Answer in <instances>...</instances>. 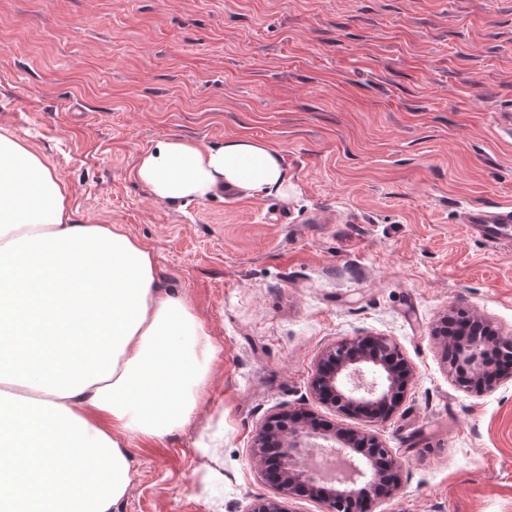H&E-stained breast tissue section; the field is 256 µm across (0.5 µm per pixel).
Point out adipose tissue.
Here are the masks:
<instances>
[{"label":"adipose tissue","instance_id":"adipose-tissue-1","mask_svg":"<svg viewBox=\"0 0 512 512\" xmlns=\"http://www.w3.org/2000/svg\"><path fill=\"white\" fill-rule=\"evenodd\" d=\"M136 174L161 201L288 190L280 152L247 136L159 141ZM214 355L152 251L79 220L67 184L0 126V436L40 451L38 487L0 483V512H114L132 441L190 422Z\"/></svg>","mask_w":512,"mask_h":512}]
</instances>
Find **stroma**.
<instances>
[{
	"label": "stroma",
	"instance_id": "35a3bbf8",
	"mask_svg": "<svg viewBox=\"0 0 512 512\" xmlns=\"http://www.w3.org/2000/svg\"><path fill=\"white\" fill-rule=\"evenodd\" d=\"M0 126L153 252L216 348L193 420L133 441L119 512H249L254 436L300 408L391 448L374 512H512V379L458 387L434 334L466 310L512 338V242L461 222L512 206V0H0ZM240 135L281 153L287 196L164 202L136 175L158 141ZM368 334L414 370L382 423L311 391Z\"/></svg>",
	"mask_w": 512,
	"mask_h": 512
}]
</instances>
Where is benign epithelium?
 Masks as SVG:
<instances>
[{"label":"benign epithelium","mask_w":512,"mask_h":512,"mask_svg":"<svg viewBox=\"0 0 512 512\" xmlns=\"http://www.w3.org/2000/svg\"><path fill=\"white\" fill-rule=\"evenodd\" d=\"M439 334L462 339L452 345L448 366L456 384L469 389L481 382L493 387L512 377L496 366L499 352L489 337L488 324L472 319L460 327L443 320ZM413 375L399 346L387 336H355L336 341L320 359L311 387L315 397L339 412L360 415L373 422L386 421L402 403ZM346 456L354 463L356 479L328 486L309 465L316 450ZM252 459L273 489L260 497L251 512H287L285 503L308 497L326 506V512H373L375 502L388 495L374 465L379 459L394 464L392 452L374 435L328 430L310 413L279 412L257 432Z\"/></svg>","instance_id":"7a95c632"}]
</instances>
